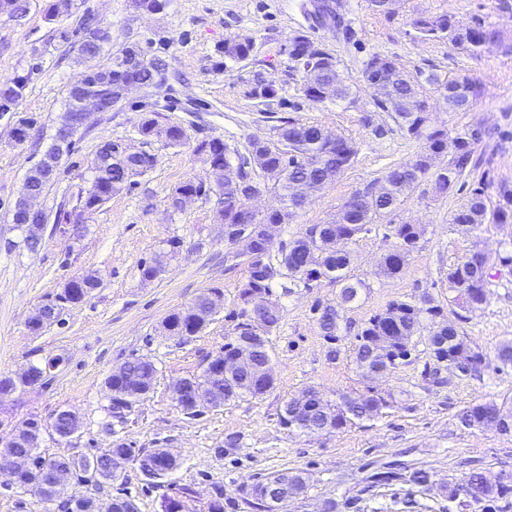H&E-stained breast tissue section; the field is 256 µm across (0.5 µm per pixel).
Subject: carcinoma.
Listing matches in <instances>:
<instances>
[{
  "label": "carcinoma",
  "mask_w": 512,
  "mask_h": 512,
  "mask_svg": "<svg viewBox=\"0 0 512 512\" xmlns=\"http://www.w3.org/2000/svg\"><path fill=\"white\" fill-rule=\"evenodd\" d=\"M75 8V0H52L48 17L53 19L67 16ZM28 11L29 0H0V15L12 20L23 19ZM413 25L421 39L446 40L471 57H478L490 47L501 44L500 31L490 23L478 22L470 31L457 33L452 29L451 16L442 14L435 19L419 17L414 20ZM86 31L92 37H81L72 44V52L76 55L75 63L82 67L78 77L86 83L85 93L110 99L116 95V90L129 75L143 85H153L158 70L164 66L162 61L143 57L133 71H126L120 66L119 59L136 53L139 45L131 44L123 47L109 63L101 64L99 58L105 47L112 42V32L99 26L88 27ZM364 78L367 82H375L388 88L386 98L374 100L377 108L392 113L393 119L408 134L422 135L429 103L414 78L397 69L393 59L380 54L372 55L366 62ZM26 82L27 77L20 75L1 80L0 97L20 101ZM429 83L435 86L439 102H450L448 91H453V101L450 102V110L453 112L468 108L470 101L477 96L476 80L469 74L445 81L433 76L429 78ZM77 111L78 97L69 87L59 128L73 126ZM139 132L145 138L162 136L171 144H179L186 137L182 127L172 125L160 129L152 118L143 120ZM477 140L476 132L450 138L448 132L434 130L426 135L425 152L388 170L379 186L353 193L329 221L308 225L297 239L277 249L264 240L259 241L258 256L248 261L247 276L238 285V299H243L252 289L262 288L270 293L276 281L281 282V288L289 292L294 287L310 288L312 283L328 279L340 288L339 300L337 306L323 309L320 325L326 337L336 339L338 308L356 301L366 283L351 274V253L332 252L331 241L335 238L353 240L370 231V225L396 209L426 177L434 179L440 193L454 192L461 177L473 167L474 144ZM71 147L70 142L62 144L56 139L53 140L39 162L29 170L12 209L13 223H26L21 205L30 195H41L51 186L57 177L62 157L70 153ZM250 147L249 165L240 166L241 183L248 188H271L278 192L285 207L269 214L268 222L279 225L290 221L295 210L306 204V201L296 197L294 183L306 186L308 195L313 197L332 183L330 171H335L337 175L343 174L352 165L357 154L352 140L345 137L327 140L320 137L319 124L292 120L284 121L276 127L275 140L254 139L250 142ZM198 149L206 152L213 163L212 186L209 191L218 194L223 204L219 211L222 224L244 223L248 208L246 195L228 186L222 173V168L229 163L227 145L214 138L201 142ZM447 155L450 156L449 162L444 165L436 164L438 158ZM155 162V156L147 152L127 156L109 145H103L94 161L95 175L92 185L86 195L78 198L80 212L89 213L100 208L112 198L113 193L125 187L133 176L146 172ZM257 169L266 175L271 184L256 179ZM497 196L500 203L490 210L487 205L490 196L486 193L485 186L478 187L468 203L453 215L452 222L471 229L488 220L494 224L512 223V188L498 187ZM391 232L396 242L383 254L379 273L395 277L404 271L409 257L417 249L421 232L411 224H395ZM487 278L489 273L479 252L448 269V283L457 292V305L472 311L485 303ZM424 318L431 321L428 347L437 361L452 358L456 350L463 349L467 356L455 363L459 374L471 375L488 366L485 356L470 347L459 336L456 326L445 319L441 307L432 304V299L424 295L418 299L412 297L393 300L383 312L365 322L356 336L357 343L353 348V361L362 377L374 379L394 367L396 361L408 359L412 339L419 332ZM281 319L282 310L279 309L268 320L238 323L234 339L224 344V353H230L237 339L246 336L251 341L257 360H270L266 335L279 326ZM167 322L179 330L184 329L191 333L202 324V321L191 319L179 312L171 314ZM383 335L391 337L392 343L386 353L377 354L373 344L377 337ZM440 336L448 338L446 345H440ZM124 369L120 379L109 377L105 381L108 398L111 400L136 394L146 383L156 380L158 373L155 364L147 359L128 361L124 364ZM179 382L197 388L208 385L215 391L218 400L225 404L243 395H261V392L254 390L252 381L243 373L232 372L220 383L209 382L203 375L181 378ZM387 406L385 397L372 389L358 397L341 394L336 402L326 400L323 406L309 410L298 407L296 398L292 397L283 406L280 423H288V429L298 433L317 431L322 426L339 430L354 426L364 419L375 418ZM502 416L501 408L495 402L489 401L464 409L458 415V421L461 427L475 430L498 422ZM285 477L288 478L291 490L305 492L307 484L300 470L273 472L264 482H275ZM448 487L453 490L460 488L466 492L464 500H458L453 494L448 497V501H456L458 506L471 512H492L493 503L512 491V486L507 483L501 484L495 490L486 487L483 475L477 472L469 473L460 484L449 482Z\"/></svg>",
  "instance_id": "cac0c4a2"
}]
</instances>
